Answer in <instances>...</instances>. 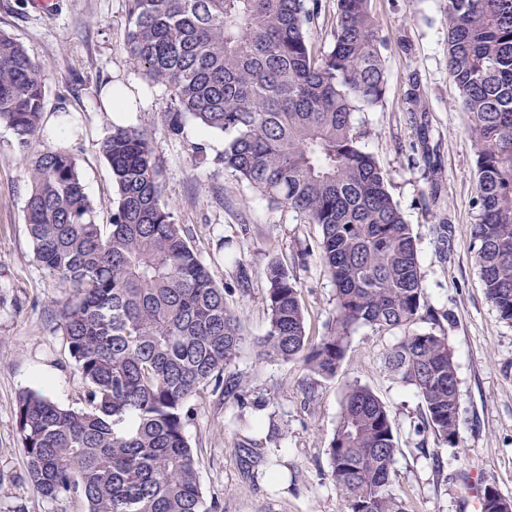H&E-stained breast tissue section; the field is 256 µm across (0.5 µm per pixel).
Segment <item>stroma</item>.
Returning a JSON list of instances; mask_svg holds the SVG:
<instances>
[{
	"instance_id": "35a3bbf8",
	"label": "stroma",
	"mask_w": 512,
	"mask_h": 512,
	"mask_svg": "<svg viewBox=\"0 0 512 512\" xmlns=\"http://www.w3.org/2000/svg\"><path fill=\"white\" fill-rule=\"evenodd\" d=\"M385 44L387 70L382 104L353 115L361 145L380 165L388 190L411 225L427 305L450 314L440 327L457 367L460 408L457 443L416 433L423 416L414 389L384 370L383 353L402 330H353L335 377L311 374L302 363L260 358L254 338L265 335L262 299L271 262L288 269L300 285L307 334L319 341L335 317V284L313 250L317 225L284 206L269 204L236 180L219 161L225 136L187 124L174 138L161 124L167 88L148 81L124 50L126 0H57L42 13L31 0H0V30L17 39L46 68L43 133L32 151L63 147L76 157L97 221L109 223L114 207L111 170L99 144L113 121L147 129L163 166L165 199L227 300L241 317L244 344L224 374L239 380L244 400L204 387L189 403L185 433L193 448L206 500L220 512H342L331 481L327 449L349 382L369 387L391 413L399 453L394 486L409 512H470L476 493L494 484L512 499V324L501 320L486 296L475 264L471 229L476 156L448 74V0H372ZM119 87L129 111H106L100 91ZM418 100H410V91ZM427 139L439 164L429 185L420 153ZM208 161L195 164L194 145ZM28 190L16 137L0 125V512H86L81 499L52 502L24 477L25 459L16 426V402L42 389L63 406L78 405L83 384L54 321L49 300L70 291L35 262L24 224ZM449 222L448 242L435 224ZM308 259H301L303 250ZM247 270V293L235 292ZM256 443L264 457L278 456L300 492L271 488L265 465L242 469L238 448Z\"/></svg>"
}]
</instances>
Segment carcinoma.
I'll return each instance as SVG.
<instances>
[{
  "label": "carcinoma",
  "mask_w": 512,
  "mask_h": 512,
  "mask_svg": "<svg viewBox=\"0 0 512 512\" xmlns=\"http://www.w3.org/2000/svg\"><path fill=\"white\" fill-rule=\"evenodd\" d=\"M372 0H337L333 47L314 51L320 0H127L125 51L168 88V135L187 123L227 133L220 161L252 192L320 229L318 258L336 283L326 336L308 340L298 282L266 269L269 329L259 355L302 362L324 379L354 328L406 329L424 306L410 225L360 145L352 115L386 88ZM448 73L476 149L473 249L488 299L512 323V0H448ZM43 64L0 31V125L13 130L29 188L25 224L42 272L71 290L58 310L84 386L61 406L27 389L16 405L26 476L43 497H79L86 512H218L201 490L185 405L224 389L242 344L241 318L165 201L152 136L112 124L100 151L116 193L109 229L97 223L74 155H32L45 109ZM385 367L413 387L419 432L456 444L457 368L448 336L411 330ZM390 411L367 387L346 385L325 477L344 512H408L395 491Z\"/></svg>",
  "instance_id": "1"
}]
</instances>
